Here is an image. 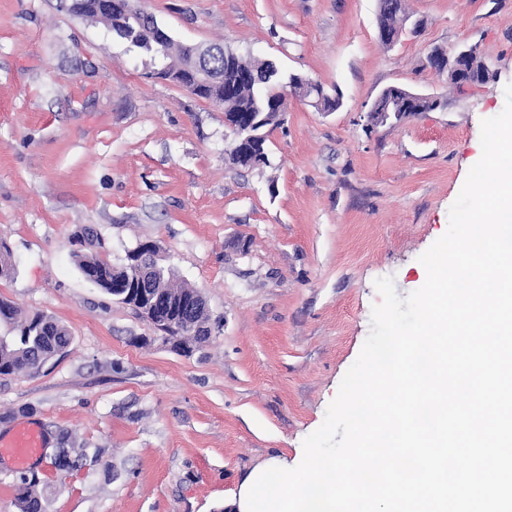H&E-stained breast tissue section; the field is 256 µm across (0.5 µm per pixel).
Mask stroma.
I'll return each mask as SVG.
<instances>
[{
    "mask_svg": "<svg viewBox=\"0 0 512 512\" xmlns=\"http://www.w3.org/2000/svg\"><path fill=\"white\" fill-rule=\"evenodd\" d=\"M423 22L383 45L379 0H135L182 44L221 42L339 95L286 98L269 166L226 159L224 109L150 77L144 55L69 0H0V297L66 326L39 372L0 375V438L37 426L25 472L44 512H223L260 465L297 466L358 358L393 278L420 256L481 155L512 83V0H405ZM476 46L486 84L456 89L432 50ZM433 112L370 125L387 87ZM204 294L212 334L175 351L76 257L118 265L140 242ZM83 448L60 471L58 449Z\"/></svg>",
    "mask_w": 512,
    "mask_h": 512,
    "instance_id": "stroma-1",
    "label": "stroma"
}]
</instances>
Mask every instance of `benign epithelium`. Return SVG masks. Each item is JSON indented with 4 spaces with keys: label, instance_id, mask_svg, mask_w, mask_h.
Listing matches in <instances>:
<instances>
[{
    "label": "benign epithelium",
    "instance_id": "obj_1",
    "mask_svg": "<svg viewBox=\"0 0 512 512\" xmlns=\"http://www.w3.org/2000/svg\"><path fill=\"white\" fill-rule=\"evenodd\" d=\"M120 23L124 28L134 34L142 33L148 28L156 31L154 44L157 48H163L172 40L169 32L158 24L157 21L146 20L147 13L134 7L130 0H123ZM209 47H196L194 56L190 61L176 70L163 65L153 71V75L161 80L176 83L186 90L193 92L204 85L213 83V79L203 69L202 63L207 58ZM478 56L477 48L466 46L451 54L439 49L433 50L429 55V64L435 70L448 76L451 83L460 89H468L483 84L496 76L491 64L484 61L481 65L474 64V58ZM315 85L310 79H304L294 75L288 82L289 92L299 98H306L311 86ZM441 106V101L435 96L416 93L398 86H390L384 89L372 103L367 117L371 124H385L388 120L402 119L412 112H433ZM147 253L140 249H134L128 253V267L134 269L138 277L129 288L112 286V296L120 302L131 306L142 317L155 324L156 328L163 332L165 326L156 322V309L159 300H164L169 305L182 308V314L186 322L193 320V314L200 308H207L206 300L201 291L190 288L189 303H184L181 298L161 295V292L153 284L152 273L156 271L157 248L150 243L146 247Z\"/></svg>",
    "mask_w": 512,
    "mask_h": 512
}]
</instances>
